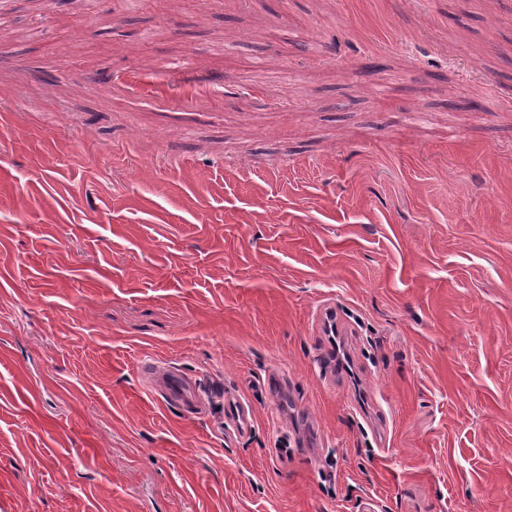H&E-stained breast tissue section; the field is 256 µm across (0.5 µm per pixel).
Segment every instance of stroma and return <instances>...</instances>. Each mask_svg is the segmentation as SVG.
<instances>
[{
    "mask_svg": "<svg viewBox=\"0 0 512 512\" xmlns=\"http://www.w3.org/2000/svg\"><path fill=\"white\" fill-rule=\"evenodd\" d=\"M0 512H512V0H0ZM147 370L158 374L161 389L166 393L171 402L187 409L193 406L195 401V389L192 383L184 379L176 371H160L153 363L147 365ZM224 411L227 419L236 427L244 430L251 425L249 408L237 397H227L224 400Z\"/></svg>",
    "mask_w": 512,
    "mask_h": 512,
    "instance_id": "stroma-1",
    "label": "stroma"
}]
</instances>
